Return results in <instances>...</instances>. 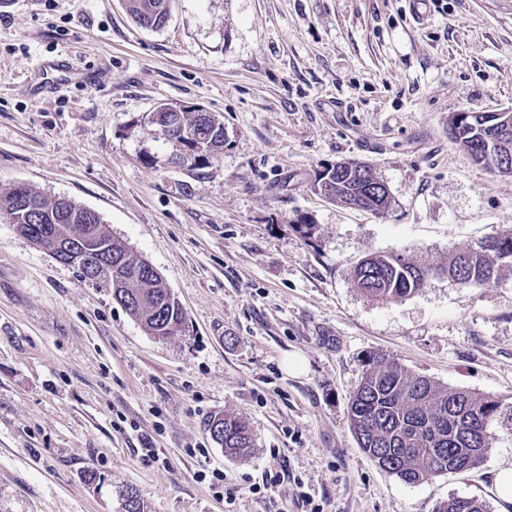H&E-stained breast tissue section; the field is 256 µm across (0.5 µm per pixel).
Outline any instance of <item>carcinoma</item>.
<instances>
[{
    "mask_svg": "<svg viewBox=\"0 0 512 512\" xmlns=\"http://www.w3.org/2000/svg\"><path fill=\"white\" fill-rule=\"evenodd\" d=\"M131 18L149 27L166 11L149 15L142 7L165 0H128ZM185 125L203 139V147L213 156L224 148L222 121L215 114L189 112ZM454 140L474 163L512 174V164L505 165L497 152L488 147L485 132L463 129ZM321 192L333 201L359 207L376 214L385 212L389 195L380 193L378 177L369 164L348 161L322 172ZM28 197L39 202V211L30 212L14 191L0 196V214L15 224H64L68 235L81 242L91 229L111 245L112 259H124L134 267L145 260L131 256L126 245L112 236L102 220L88 224L82 220L83 205L69 200L61 203L33 188ZM512 263V229L481 243L476 248L460 250L448 256V265L417 263L400 253H371L355 267L353 281L366 297L387 300L407 296L424 288L429 279L446 275L462 286H484L499 279V270ZM120 292L127 297L125 309L148 333L159 338L179 331L185 314L163 278L145 270L124 282ZM498 402L467 390L441 386L429 378L410 374L394 360L379 354L368 356L365 370L348 404L350 428L360 448L383 471L403 482L415 484L429 476L461 472L478 466L491 448L489 424ZM224 425V453L245 458L252 448V437L245 422L230 414L220 416ZM126 501V512H145L144 502L134 487L119 491ZM436 512H486L476 498L453 497L440 503Z\"/></svg>",
    "mask_w": 512,
    "mask_h": 512,
    "instance_id": "obj_1",
    "label": "carcinoma"
}]
</instances>
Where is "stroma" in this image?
Masks as SVG:
<instances>
[{
	"label": "stroma",
	"instance_id": "35a3bbf8",
	"mask_svg": "<svg viewBox=\"0 0 512 512\" xmlns=\"http://www.w3.org/2000/svg\"><path fill=\"white\" fill-rule=\"evenodd\" d=\"M62 58L107 79L59 82ZM170 102L219 116L221 153L177 159L151 123ZM510 107L512 0H427L420 20L409 0H171L158 30L125 0H0V194L96 211L186 314L147 334L0 218V512H120L126 486L145 512H503L512 267L379 302L352 274L372 252L439 264L512 229V174L448 132L453 113ZM350 159L387 185V212L318 191ZM376 352L499 403L479 466L407 484L359 448L347 408ZM224 413L249 425L247 458L211 439ZM436 512H486L485 505L477 498L453 497L441 502Z\"/></svg>",
	"mask_w": 512,
	"mask_h": 512
}]
</instances>
